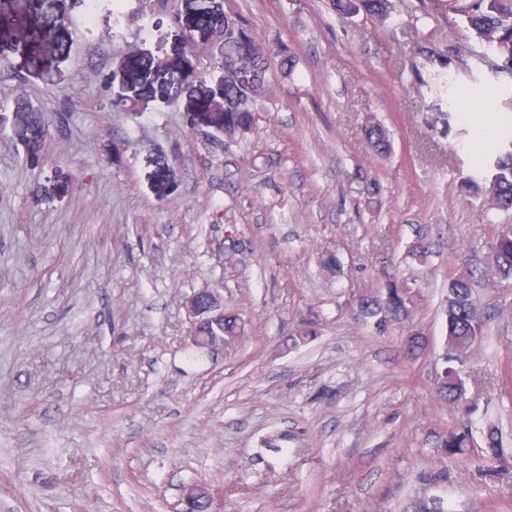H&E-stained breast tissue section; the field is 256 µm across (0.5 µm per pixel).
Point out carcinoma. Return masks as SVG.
Instances as JSON below:
<instances>
[{
	"label": "carcinoma",
	"instance_id": "obj_1",
	"mask_svg": "<svg viewBox=\"0 0 512 512\" xmlns=\"http://www.w3.org/2000/svg\"><path fill=\"white\" fill-rule=\"evenodd\" d=\"M401 2L403 0H332L337 13L351 17L361 16L377 24L393 21ZM414 10L420 12L422 17L437 23L448 21L450 12L458 16L479 45L478 54L486 59L501 53L506 54L505 59L501 60L503 67L493 71V78L503 88L512 85V0H417ZM236 32L238 28L235 22L225 25V44L232 51L252 57L265 55V51L253 41L236 37ZM410 52L414 57L425 58L437 69L448 66L446 49L440 50L417 40L410 47ZM225 91L234 94L242 106L239 112L224 113V135L232 137L251 124L252 97L256 90L228 72ZM363 135L375 154L384 155L390 150L389 135L383 125L368 124ZM482 180L488 183L485 195L490 208L512 211V138L501 141L500 148L489 159ZM485 275L492 279H512V223L495 226L489 243V266ZM380 279L384 296L365 295L359 298L362 312L378 318L379 328L407 318L413 304L412 291L396 279L389 266L385 265L380 269ZM446 317V343L440 357L441 370L436 374L435 390L440 400L450 406L461 407L469 413L476 409V400L467 397L463 378L464 366L468 351L482 336L485 323L484 312L474 297L471 275L449 280ZM315 334V323L305 322L286 340L285 349H294ZM472 441L471 431L464 423L451 426L438 434V447L442 448V453L449 460L465 454L467 448L472 446ZM482 453L495 464L498 475L512 474V454L499 447L494 434H488Z\"/></svg>",
	"mask_w": 512,
	"mask_h": 512
}]
</instances>
